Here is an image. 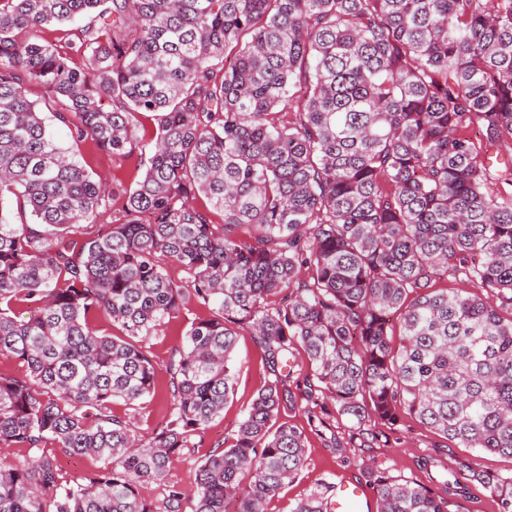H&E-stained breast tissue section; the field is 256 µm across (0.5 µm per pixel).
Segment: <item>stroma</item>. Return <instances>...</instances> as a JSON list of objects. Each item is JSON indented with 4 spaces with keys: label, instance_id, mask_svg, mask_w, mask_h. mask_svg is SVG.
<instances>
[{
    "label": "stroma",
    "instance_id": "35a3bbf8",
    "mask_svg": "<svg viewBox=\"0 0 512 512\" xmlns=\"http://www.w3.org/2000/svg\"><path fill=\"white\" fill-rule=\"evenodd\" d=\"M28 96L45 108L44 115L52 119V127L63 147L76 151L83 165L94 177L103 179L109 191L115 197L110 209L99 210L81 224L82 233L90 235L103 230L106 224L118 214L124 195L141 175L139 153L128 157H115L92 142L74 141L68 128L54 121L55 113L66 111L65 102H46L41 86L28 88ZM202 311L187 306L179 316L173 319L164 333L153 337L152 352L157 364L159 390L153 397L147 398L135 412V419L141 429L148 430L158 425L169 409L167 386L170 375L168 362L174 348L180 345L184 333L192 322L201 316ZM236 365V384L232 397L224 406L223 418L215 420L201 439V446L194 453L178 457L171 469L170 477L178 481L186 491H193L194 477L201 455L209 452L213 446L232 439L245 410L249 407L257 391L269 378L260 352L253 336L240 333L234 350ZM281 420L298 427L307 437V454L303 469L296 479L286 485L266 506V512H291L296 502L306 497L321 481L355 483L363 486L368 500H375L376 494L368 485L363 468L372 465L387 469L392 475L427 486L431 480L427 472L418 466L419 460L431 456L442 462L447 469H455L458 461L472 456L471 449L435 435L430 428L420 423L409 413H402L398 430H390L382 422L371 421L374 431L386 434L387 442L372 448L361 447L358 439L352 438L351 431L344 420H337L336 435L342 443L339 451L327 448L319 435L312 432L302 408H285L280 413Z\"/></svg>",
    "mask_w": 512,
    "mask_h": 512
}]
</instances>
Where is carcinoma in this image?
Segmentation results:
<instances>
[{
    "label": "carcinoma",
    "instance_id": "cac0c4a2",
    "mask_svg": "<svg viewBox=\"0 0 512 512\" xmlns=\"http://www.w3.org/2000/svg\"><path fill=\"white\" fill-rule=\"evenodd\" d=\"M83 17L65 51L38 35ZM31 84L114 156L140 144L139 117L154 124L103 232L77 237L110 195ZM471 127L512 138V0H0V356L25 367L0 374V447L27 449L0 465V512H186L169 472L224 416L240 329L271 379L198 465L192 512H264L302 469L306 438L279 421L299 349L317 434L336 439L338 414L360 435L373 419L395 430L406 410L512 458V193L488 192L512 186V158L486 164ZM192 304L207 314L170 359L167 416L142 434L112 404L154 396L150 340ZM100 311L119 334L93 329ZM62 455L100 466L70 475ZM463 471L512 512V477ZM369 477L377 512H449L467 490L455 474L437 490ZM333 487L291 512H325Z\"/></svg>",
    "mask_w": 512,
    "mask_h": 512
}]
</instances>
